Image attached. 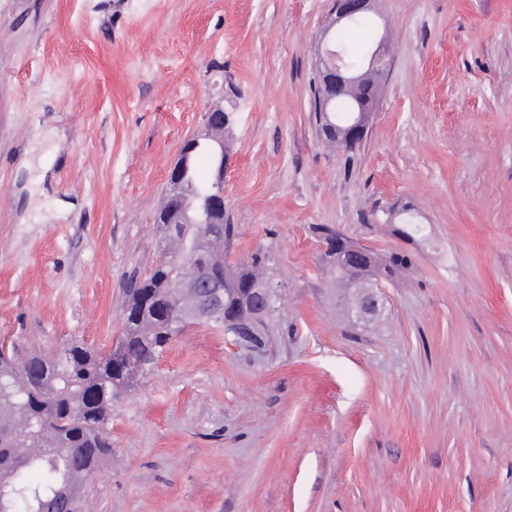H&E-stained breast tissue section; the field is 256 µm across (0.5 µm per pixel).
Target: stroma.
Segmentation results:
<instances>
[{
  "label": "stroma",
  "mask_w": 512,
  "mask_h": 512,
  "mask_svg": "<svg viewBox=\"0 0 512 512\" xmlns=\"http://www.w3.org/2000/svg\"><path fill=\"white\" fill-rule=\"evenodd\" d=\"M332 0H0V345L109 349L224 75L226 251H271L262 342L190 324L112 406L93 512H512V0H378L363 141L311 108ZM415 209L427 239L395 233ZM411 261L353 327L313 228Z\"/></svg>",
  "instance_id": "obj_1"
}]
</instances>
